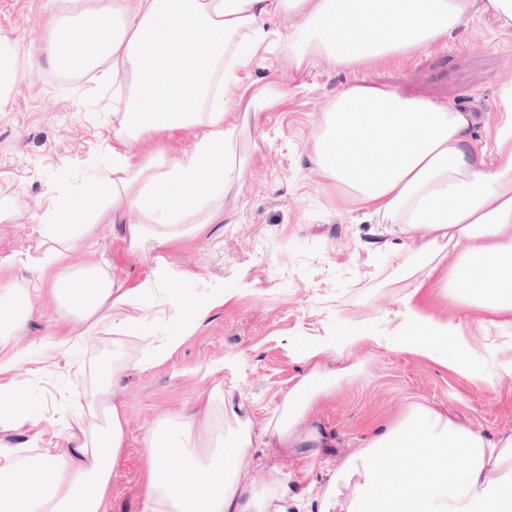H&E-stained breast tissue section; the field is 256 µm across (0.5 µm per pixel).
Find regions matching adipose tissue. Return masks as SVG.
I'll use <instances>...</instances> for the list:
<instances>
[{"mask_svg": "<svg viewBox=\"0 0 512 512\" xmlns=\"http://www.w3.org/2000/svg\"><path fill=\"white\" fill-rule=\"evenodd\" d=\"M477 7L512 30V0H119L111 11H89L94 43L73 38L61 23L48 31L47 55L83 70L111 59L99 81L127 92L113 115L108 164L31 217L42 241L25 262L52 274L56 312L74 326L49 343L52 368L67 370L74 349L102 331L118 347L130 336L148 345L135 361L116 356L94 390L61 404L52 421L56 444L43 445L30 397L0 415L5 429L29 434L23 445L0 441V512H109L125 442L124 408L116 398L127 370L164 363L223 304L220 288L178 291L183 275L161 248L202 233L241 188L238 114L257 109L267 91L249 88L239 71L261 40L265 19H291L288 64L300 72L318 56L351 68L413 53L452 36ZM151 43L162 48L152 61ZM497 112L494 127L477 139L474 113L354 84L337 92L314 134V154L345 205L396 225L411 252L443 269L442 286L461 305L512 314V82L499 87ZM181 128L194 132L190 150L141 151L145 137ZM117 222L126 226L129 252L152 265L144 281L111 277L93 258L78 267L68 262L98 225ZM475 239L480 248H471ZM158 297L181 332L154 344L149 311ZM33 313L27 289L0 283V347L7 351L0 373L32 361L34 350L15 341ZM396 317V334L386 340L362 326L299 347L294 358L308 371L262 429L248 419L225 427L220 382L202 402L162 417L143 436L142 512H288L279 469L258 486L238 462L267 435L283 445L299 442L315 402L311 382L337 375L324 368V355L341 357L382 341L489 383L495 372L512 375V361L492 372L486 357L464 353L451 323L423 313L412 295L400 299ZM317 499L319 512H512V436L493 442L415 404L348 456Z\"/></svg>", "mask_w": 512, "mask_h": 512, "instance_id": "ef3b65f1", "label": "adipose tissue"}]
</instances>
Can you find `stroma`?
<instances>
[{
	"instance_id": "stroma-1",
	"label": "stroma",
	"mask_w": 512,
	"mask_h": 512,
	"mask_svg": "<svg viewBox=\"0 0 512 512\" xmlns=\"http://www.w3.org/2000/svg\"><path fill=\"white\" fill-rule=\"evenodd\" d=\"M52 22L48 0H0V42L13 45V72L0 85V205L16 217L0 223V276L31 290L37 309L26 342L65 335L70 323L57 320L50 279H39L21 264L35 253L40 237L29 220L67 190L75 177L67 164L98 161L112 136V89L101 87L95 70L69 74L43 54ZM281 17L266 20L264 36L246 69L255 86L292 92L281 105L264 110L245 127L236 144L246 172L236 200L224 217L199 237L175 241L164 253L185 276V284L224 290V303L186 336L162 365L129 370L119 396L126 413L127 442L119 476L112 485V512H141L144 432L159 418L193 404L216 382L231 390L232 407H243L255 427L275 416L305 365L294 348L328 335L336 325H372L393 335L399 300L415 293L420 308L452 323L472 352L512 360V315L463 308L442 288L441 272L403 247L390 225L348 211L336 192L324 189L313 161L312 135L339 90L366 81L410 99L448 104L478 113L481 124L497 120L495 96L512 81V32L477 13L452 38L399 58L336 68L315 59L304 72L285 59ZM96 256L106 270L132 282L146 279L149 263L128 252L119 225H100ZM107 336H94L57 375L29 364L0 391V410L24 394L37 396L34 411L51 417L63 395L90 390L108 354ZM235 359V373L223 370ZM331 368L355 366L337 380L329 396L310 412L314 447L269 445L252 450L240 465L255 483L272 468L295 473L301 459L312 465L311 480L332 481L336 467L362 448L373 433L397 421L415 403L443 411L492 440L512 435V375L493 383L446 368L428 358L368 343L351 355L324 356Z\"/></svg>"
}]
</instances>
